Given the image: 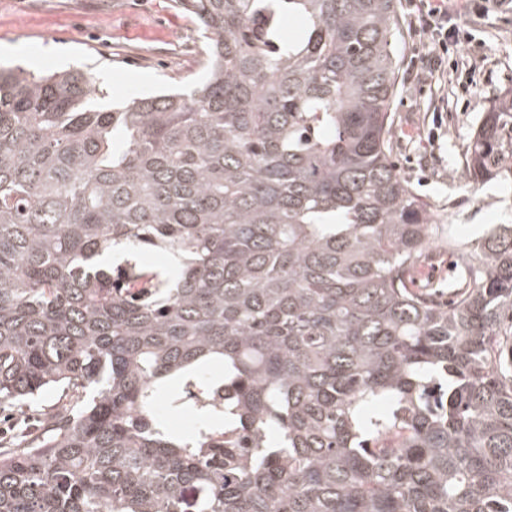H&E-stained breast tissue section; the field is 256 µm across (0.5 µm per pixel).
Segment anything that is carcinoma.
<instances>
[{
  "instance_id": "cac0c4a2",
  "label": "carcinoma",
  "mask_w": 512,
  "mask_h": 512,
  "mask_svg": "<svg viewBox=\"0 0 512 512\" xmlns=\"http://www.w3.org/2000/svg\"><path fill=\"white\" fill-rule=\"evenodd\" d=\"M175 5L187 92L0 68V406L66 395L0 449V512H512V224L415 289L448 225L392 159L395 0ZM510 127L512 88L471 184Z\"/></svg>"
}]
</instances>
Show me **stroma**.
I'll return each instance as SVG.
<instances>
[{"label":"stroma","instance_id":"stroma-1","mask_svg":"<svg viewBox=\"0 0 512 512\" xmlns=\"http://www.w3.org/2000/svg\"><path fill=\"white\" fill-rule=\"evenodd\" d=\"M200 33L172 0H0V65L36 73L89 70L104 105L163 88L187 89L202 73ZM447 82L398 81L392 156L435 223L469 241L512 224L504 181L472 187L464 161L479 113L512 88V14L478 24L466 50L449 55ZM437 133L425 161L421 133Z\"/></svg>","mask_w":512,"mask_h":512}]
</instances>
